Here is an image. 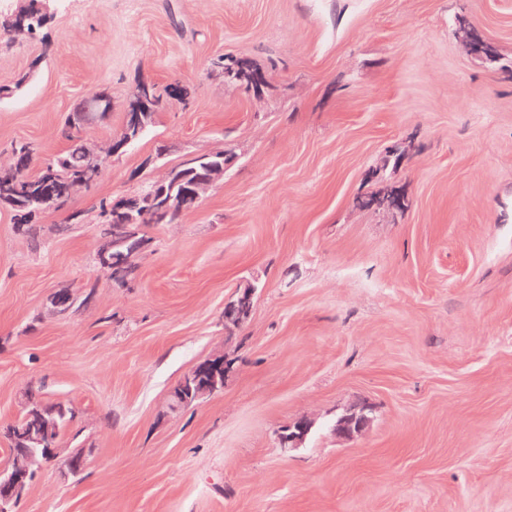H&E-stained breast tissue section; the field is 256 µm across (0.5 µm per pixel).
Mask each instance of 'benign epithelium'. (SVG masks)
<instances>
[{"label":"benign epithelium","mask_w":512,"mask_h":512,"mask_svg":"<svg viewBox=\"0 0 512 512\" xmlns=\"http://www.w3.org/2000/svg\"><path fill=\"white\" fill-rule=\"evenodd\" d=\"M47 12L26 8L17 10L9 18V23L21 34H29L45 24ZM462 27L471 35V48L475 55L487 59L493 58L491 49L477 37L475 29L467 23ZM150 111L145 93H140L126 107L125 137L119 142L112 143V153L106 154L100 146L92 147L89 152L91 170L99 175L100 162L111 160L120 150L127 146L133 138L137 137L146 128V116ZM74 115L85 127L99 123L103 116L112 112V97L104 90L89 94L73 108ZM213 160L208 163L205 173L196 182L193 190L188 192L197 202L201 201L207 191L224 176V153L211 154ZM149 197L154 204L166 210L180 202L166 194V188H153ZM115 210L123 213L126 223L139 222L141 213L140 196L128 195L112 203ZM100 269L109 272L120 270L124 265V254L114 252L107 254L103 250L97 255ZM256 287L251 283L240 286L224 303V330L233 334L248 320L254 305ZM233 368V360L224 352L212 354L204 361L195 365L186 373L181 382L180 389L199 401L213 396L224 389V378ZM22 423L16 428L19 447L11 449V460L7 468L0 470V512H15L17 504L28 491V481L36 477L43 465L55 460L59 449L52 446V435L56 428V421L48 418L42 412V402L33 392L24 395ZM369 424L365 409L352 410L349 414L336 422L335 431L339 435L350 436L363 432ZM313 427L312 419L301 417L288 429L278 433L277 440L280 447L288 451L302 444Z\"/></svg>","instance_id":"1"}]
</instances>
